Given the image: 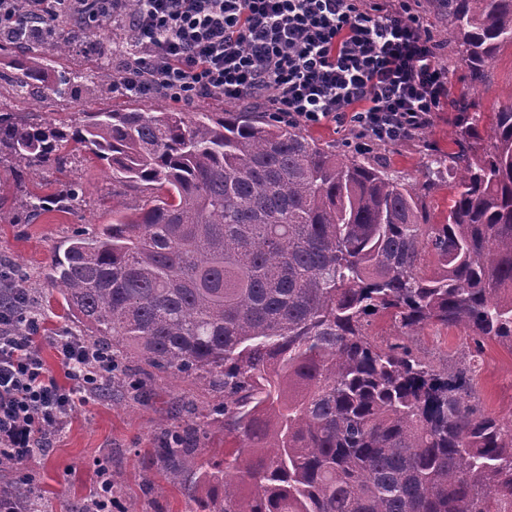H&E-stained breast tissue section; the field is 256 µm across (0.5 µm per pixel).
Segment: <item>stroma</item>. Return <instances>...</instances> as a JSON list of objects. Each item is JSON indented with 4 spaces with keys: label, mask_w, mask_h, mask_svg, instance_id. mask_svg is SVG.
I'll return each mask as SVG.
<instances>
[{
    "label": "stroma",
    "mask_w": 512,
    "mask_h": 512,
    "mask_svg": "<svg viewBox=\"0 0 512 512\" xmlns=\"http://www.w3.org/2000/svg\"><path fill=\"white\" fill-rule=\"evenodd\" d=\"M417 11L442 45L440 60L448 67V81L456 99L465 102L467 111L481 113L483 121H491L494 112L512 97V46L500 49L486 84L471 89L455 48L448 41L447 22L437 18L430 0H420ZM23 52L20 45L0 44V109L31 121L70 125L79 122L84 113L101 108L150 111L165 107L178 112H227L236 108L235 103L217 94L187 105L173 102L160 92L136 98L98 86L91 77L105 68L106 62L83 46L71 49L64 57L47 55L46 61L58 72L87 74L88 82L63 97L36 100L19 96L11 85L9 63ZM456 112L451 106L438 113L433 125L417 140L394 147L377 146L367 152L357 150L348 132L332 124L307 128L306 133L339 153L378 163L391 177L419 187L429 186L426 202L434 221L440 222L448 213L453 190L447 182L428 185L426 167L432 155L456 150ZM64 176L83 186L81 201L70 211L52 209L30 220L20 209L23 193L16 190L14 171L0 164V262L20 265L27 276L47 335L40 343L41 352L51 374L63 385L69 382L67 371L49 338L64 328L80 335L85 329L67 310L61 296L48 287L45 272L55 247L75 228H91L112 220V181L99 162L88 153L74 152ZM412 343L419 356L445 367L456 363L471 340L458 328L429 327L413 337ZM475 394L487 412L512 416V349L494 341L486 343ZM216 401L215 394L191 381H160L145 402L134 399L118 385L106 396L86 395L76 400L65 428L52 437L48 448L20 466L1 470L0 483L20 475L27 477L41 490V512H84L97 484V470L103 467L112 476L114 498L124 512H189L181 490L165 482L156 448L166 428L192 421L193 414H175V406L186 402L193 405L194 414H200Z\"/></svg>",
    "instance_id": "obj_1"
}]
</instances>
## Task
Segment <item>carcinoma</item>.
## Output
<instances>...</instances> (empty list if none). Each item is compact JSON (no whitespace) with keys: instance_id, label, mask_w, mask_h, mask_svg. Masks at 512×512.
<instances>
[{"instance_id":"1","label":"carcinoma","mask_w":512,"mask_h":512,"mask_svg":"<svg viewBox=\"0 0 512 512\" xmlns=\"http://www.w3.org/2000/svg\"><path fill=\"white\" fill-rule=\"evenodd\" d=\"M434 2L479 88L512 46V0ZM87 38L21 24L5 38L27 45L16 92L66 95L82 75L50 72L45 53ZM456 121L458 150L429 168L431 185L453 179L438 224L419 188L258 112L100 110L68 131L0 113L19 188L63 172L73 143L112 177V223L77 229L46 274L112 353V379L134 394L199 380L223 396L159 449L191 512H512V419L472 396L485 341L512 349V97L485 132L479 112ZM51 198L72 207L81 189L29 194L24 212ZM382 317L397 334L378 344ZM428 326L473 347L437 368L409 345ZM221 417L216 461L205 440ZM10 490L39 512L27 485Z\"/></svg>"}]
</instances>
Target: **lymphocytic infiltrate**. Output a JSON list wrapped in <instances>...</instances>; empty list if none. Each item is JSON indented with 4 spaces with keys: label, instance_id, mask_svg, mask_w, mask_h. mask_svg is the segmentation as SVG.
I'll return each instance as SVG.
<instances>
[{
    "label": "lymphocytic infiltrate",
    "instance_id": "f902f5d3",
    "mask_svg": "<svg viewBox=\"0 0 512 512\" xmlns=\"http://www.w3.org/2000/svg\"><path fill=\"white\" fill-rule=\"evenodd\" d=\"M52 26L119 24L130 39L117 88L163 90L175 102L217 93L278 121L349 127L356 148L416 138L453 99L441 46L413 0H0V35L17 10ZM0 305V457L27 461L60 431L78 394L102 376L98 351L78 336L52 344L72 384L50 376L38 319L14 332Z\"/></svg>",
    "mask_w": 512,
    "mask_h": 512
}]
</instances>
